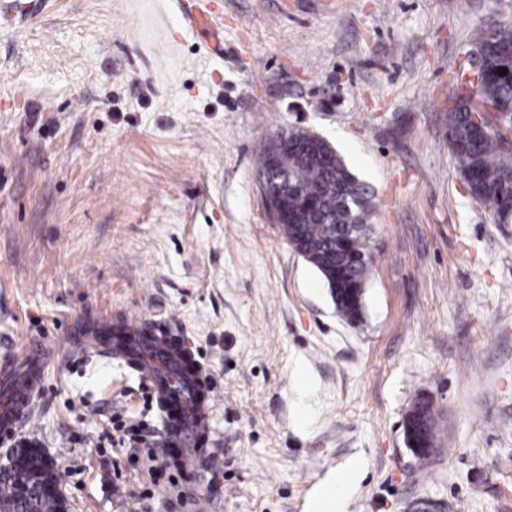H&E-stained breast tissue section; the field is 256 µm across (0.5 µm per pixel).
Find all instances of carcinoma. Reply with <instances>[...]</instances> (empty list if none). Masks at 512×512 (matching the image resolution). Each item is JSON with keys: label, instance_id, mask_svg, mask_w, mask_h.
Returning <instances> with one entry per match:
<instances>
[{"label": "carcinoma", "instance_id": "carcinoma-1", "mask_svg": "<svg viewBox=\"0 0 512 512\" xmlns=\"http://www.w3.org/2000/svg\"><path fill=\"white\" fill-rule=\"evenodd\" d=\"M476 48L484 57L477 78L466 75L464 87L448 95V149L454 154L474 200L489 208L497 222L512 221V159L503 151L495 126L512 128V18L489 21L477 35ZM507 70L503 76L500 69ZM489 103L497 109L487 120L476 122L477 105ZM295 139L311 142L308 154L288 155L280 169L261 152L260 185L270 195L284 194L293 223L284 229L289 244L315 267L329 286L336 313L350 323L363 315V291L372 260L366 225L370 197L327 142L295 130ZM341 266L350 290L332 288V274ZM426 441H436L438 423L433 402L419 397L413 402ZM39 458L22 459L10 472H0V512H58L54 496L36 482L22 495L16 491L13 471L28 470Z\"/></svg>", "mask_w": 512, "mask_h": 512}]
</instances>
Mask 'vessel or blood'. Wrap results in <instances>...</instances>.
<instances>
[{"label": "vessel or blood", "mask_w": 512, "mask_h": 512, "mask_svg": "<svg viewBox=\"0 0 512 512\" xmlns=\"http://www.w3.org/2000/svg\"><path fill=\"white\" fill-rule=\"evenodd\" d=\"M96 342L134 363L157 400L177 404V411L165 420L166 435L182 448L183 464L193 466L200 454L199 444L210 432L207 409L212 390L200 365H185V345L153 335L147 342L129 341L119 349L106 328L100 330ZM48 359V350L35 343L23 356L0 361V435L13 434L30 417Z\"/></svg>", "instance_id": "obj_1"}]
</instances>
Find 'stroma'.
I'll use <instances>...</instances> for the list:
<instances>
[{"label": "stroma", "mask_w": 512, "mask_h": 512, "mask_svg": "<svg viewBox=\"0 0 512 512\" xmlns=\"http://www.w3.org/2000/svg\"><path fill=\"white\" fill-rule=\"evenodd\" d=\"M0 0V357L55 348L19 438L69 512H512V223L448 150V94L512 0ZM368 188L362 324L269 218L267 138ZM186 338L214 388L193 474L148 381L67 336L100 312ZM441 416L417 464L403 418ZM415 406V410L419 414V419L421 421L422 430L425 436V441L418 442L416 437L412 435V432L408 426V432L406 428V416L404 420V432H405V440L406 444L409 448H414L416 451L412 450V453L415 455V459L420 464L424 462L428 456V453L420 452L418 450L423 449L425 451H433V448H435L433 445H431L430 441H433L435 443L437 438V429H438V423L437 418L435 414V409L433 402L429 398H423L418 397L412 404Z\"/></svg>", "instance_id": "35a3bbf8"}]
</instances>
